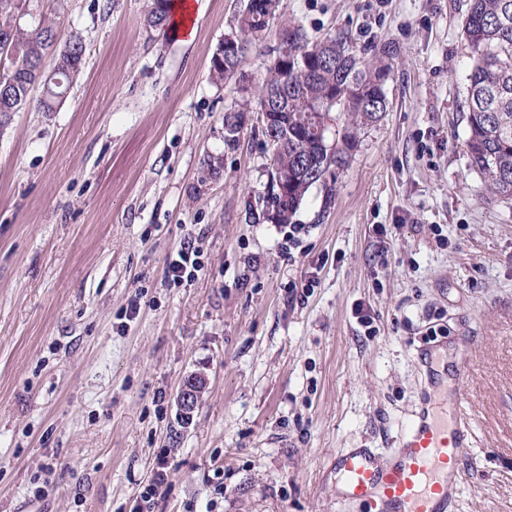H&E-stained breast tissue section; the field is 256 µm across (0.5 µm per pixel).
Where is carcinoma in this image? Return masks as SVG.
<instances>
[{
	"label": "carcinoma",
	"instance_id": "1",
	"mask_svg": "<svg viewBox=\"0 0 512 512\" xmlns=\"http://www.w3.org/2000/svg\"><path fill=\"white\" fill-rule=\"evenodd\" d=\"M235 31L242 42L240 53L210 67L216 84L235 78L246 47L263 38L270 19L263 0H248ZM171 0H151L146 21L152 27L169 22ZM22 0H0V34L11 38V47L29 64L26 72L0 70V113L5 108L26 104V85L37 78L36 71L47 51L57 45L56 57L64 85L47 84L39 108L54 110L55 103L81 73L85 48L80 38L61 41L57 24L43 17L30 29L20 25ZM292 35L288 53L299 52L297 60L285 59L280 47L272 50L265 70L253 91L242 94L241 103L224 114V139L233 140L241 130L244 115L267 103L285 121L281 140L274 142L260 126L264 144L272 150L271 168L262 215L280 224L292 222L308 191L320 186L332 192L335 171L343 168L356 148L360 134L382 117L386 109L384 87L390 67L377 59H365L341 35L310 42L304 29L292 22L283 24ZM470 49L467 75L468 132L466 153L488 189L500 197L512 198V0H470L462 27ZM331 101L328 113L335 125L326 133L330 148L319 144L314 108Z\"/></svg>",
	"mask_w": 512,
	"mask_h": 512
}]
</instances>
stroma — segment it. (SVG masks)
<instances>
[{"instance_id":"1","label":"stroma","mask_w":512,"mask_h":512,"mask_svg":"<svg viewBox=\"0 0 512 512\" xmlns=\"http://www.w3.org/2000/svg\"><path fill=\"white\" fill-rule=\"evenodd\" d=\"M246 3L200 0L187 43L147 26L148 0L25 2L22 25L55 18L85 57L54 111L36 88L0 126V512H133L162 464L149 512H336L331 461L396 448L433 326L471 367L457 512H512V199L465 152L470 0H280L240 79L214 84ZM284 20L392 68L287 254L254 114L224 140ZM187 237L203 268L175 283ZM206 379L201 374H193L188 382H184L177 394V405L180 414L192 417L195 412Z\"/></svg>"}]
</instances>
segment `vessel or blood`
<instances>
[{"label":"vessel or blood","mask_w":512,"mask_h":512,"mask_svg":"<svg viewBox=\"0 0 512 512\" xmlns=\"http://www.w3.org/2000/svg\"><path fill=\"white\" fill-rule=\"evenodd\" d=\"M447 342L418 349L426 377L419 403L396 450L386 458L369 448L337 452V504L373 503L376 512H454L459 457L472 436L463 409L467 365L449 371L440 352Z\"/></svg>","instance_id":"b4317fda"}]
</instances>
